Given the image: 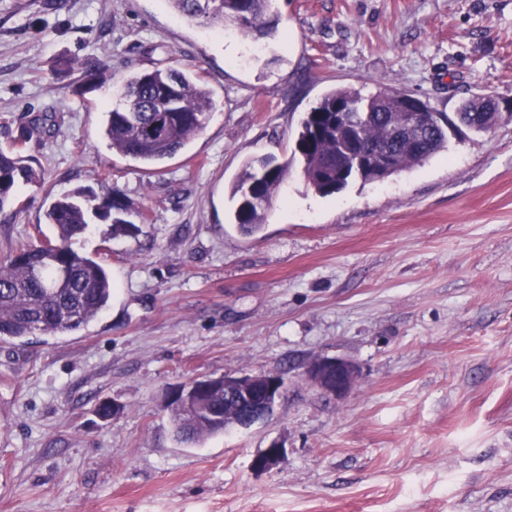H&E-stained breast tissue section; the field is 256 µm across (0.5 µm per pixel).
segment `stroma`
<instances>
[{
	"label": "stroma",
	"mask_w": 512,
	"mask_h": 512,
	"mask_svg": "<svg viewBox=\"0 0 512 512\" xmlns=\"http://www.w3.org/2000/svg\"><path fill=\"white\" fill-rule=\"evenodd\" d=\"M278 34L248 40L166 0H0V145L52 119L0 219V260L54 236L46 195L117 189L137 235L74 239L119 296L86 328L0 343V512H512V0H275ZM114 76L200 75L215 109L150 168L112 152ZM396 87L446 116L475 93L506 117L380 182L328 196L300 166L240 234L231 185L282 163L328 91ZM314 356L359 363L346 398L303 379ZM273 372L269 419L179 443L166 400L199 375ZM122 412L98 419L102 399ZM284 448L269 471L253 462Z\"/></svg>",
	"instance_id": "stroma-1"
}]
</instances>
